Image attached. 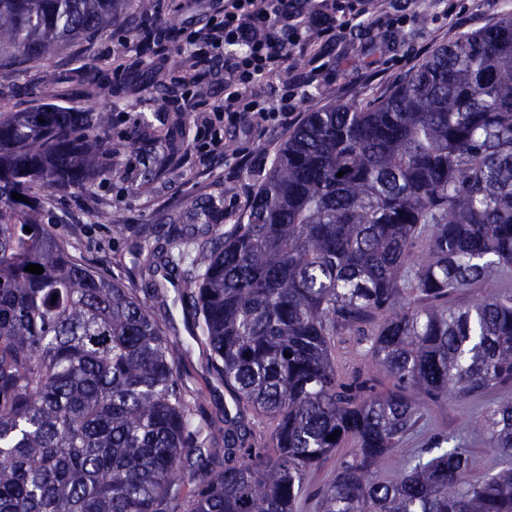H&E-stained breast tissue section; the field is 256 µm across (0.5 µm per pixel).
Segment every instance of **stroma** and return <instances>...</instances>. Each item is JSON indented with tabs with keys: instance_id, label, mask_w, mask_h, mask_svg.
<instances>
[{
	"instance_id": "1",
	"label": "stroma",
	"mask_w": 512,
	"mask_h": 512,
	"mask_svg": "<svg viewBox=\"0 0 512 512\" xmlns=\"http://www.w3.org/2000/svg\"><path fill=\"white\" fill-rule=\"evenodd\" d=\"M221 0H128L112 30L62 48L50 58L27 63L23 76L0 69V107L32 110L48 104L65 110L112 115L102 129L108 158L122 178L103 174L65 193L34 187L35 201L49 214L54 230L75 256L127 288L148 287L141 256L167 240L174 226L188 223V201L224 198V218L213 228L222 234L239 223L263 174L293 127L307 113L332 103L366 101L387 93L394 80L421 65L447 40L449 31L469 34L512 13V0H427L415 11L413 0H350L356 18L313 61L294 53L270 82L255 84L254 95L277 102L282 88L293 92L287 124L254 128L224 126V53L199 83H182V48L191 33L220 17ZM175 18L177 34L165 38L166 52L151 51L132 30L150 20L165 30ZM54 82H46L47 74ZM25 80L28 93L16 84ZM205 96H197V88ZM164 94L167 108L156 111ZM179 131V153L167 161L164 137ZM124 225L123 234L112 231ZM201 411L215 414L230 405L223 383L208 370L206 351L191 345L180 365ZM492 396L448 398L429 412L421 448L434 436L465 434L469 475L482 478L512 466V457L492 447L474 420Z\"/></svg>"
}]
</instances>
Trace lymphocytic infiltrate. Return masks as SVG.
I'll return each mask as SVG.
<instances>
[{"label":"lymphocytic infiltrate","instance_id":"1","mask_svg":"<svg viewBox=\"0 0 512 512\" xmlns=\"http://www.w3.org/2000/svg\"><path fill=\"white\" fill-rule=\"evenodd\" d=\"M299 0H224L222 18L190 36L184 51V67L200 71L207 59L202 45L223 48L224 123L263 125L277 115L252 97L251 86L273 79L288 54L309 44L310 35L297 24Z\"/></svg>","mask_w":512,"mask_h":512}]
</instances>
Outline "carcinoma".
<instances>
[{"instance_id":"1","label":"carcinoma","mask_w":512,"mask_h":512,"mask_svg":"<svg viewBox=\"0 0 512 512\" xmlns=\"http://www.w3.org/2000/svg\"><path fill=\"white\" fill-rule=\"evenodd\" d=\"M125 9L0 0V68ZM108 121L0 111V512H302L307 472L347 443L315 512H512V468L467 479L457 436L404 447L425 406L512 386V291L487 287L512 273V15L448 32L365 105L309 113L230 232L212 235L223 199L188 204L183 235L203 241L180 256L193 275L179 301L231 394L221 415L194 410L173 319L84 265L30 203L36 184L65 192L106 170L94 131ZM176 266L151 252L152 272ZM344 332L346 358L365 361L348 373ZM477 425L512 457L511 396ZM398 450L401 477L379 479Z\"/></svg>"}]
</instances>
